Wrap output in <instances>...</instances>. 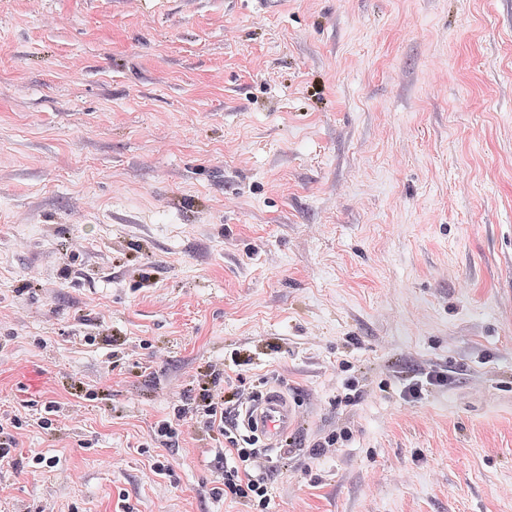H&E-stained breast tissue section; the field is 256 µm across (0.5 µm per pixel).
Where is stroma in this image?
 Wrapping results in <instances>:
<instances>
[{
  "mask_svg": "<svg viewBox=\"0 0 512 512\" xmlns=\"http://www.w3.org/2000/svg\"><path fill=\"white\" fill-rule=\"evenodd\" d=\"M209 362L300 404L271 512H512V0H0V512H249L150 440ZM406 381L400 391L402 399L405 402H417L422 398L423 391L428 388L445 387L448 383V376L444 370L429 366ZM7 426L1 423L0 425V459H9L13 458L11 455L12 451H15L16 448H21L23 440V433L20 432L23 430V421L21 417L14 414L7 418ZM9 425V426H8ZM3 435V436H2ZM2 438V439H1ZM352 437L351 428L345 426L341 428H337L336 430H332L323 438L316 441L313 445V450L316 455H324L327 452L335 450L336 445L339 443L347 442Z\"/></svg>",
  "mask_w": 512,
  "mask_h": 512,
  "instance_id": "1",
  "label": "stroma"
}]
</instances>
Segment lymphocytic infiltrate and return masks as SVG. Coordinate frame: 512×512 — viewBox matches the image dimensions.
<instances>
[{
  "label": "lymphocytic infiltrate",
  "mask_w": 512,
  "mask_h": 512,
  "mask_svg": "<svg viewBox=\"0 0 512 512\" xmlns=\"http://www.w3.org/2000/svg\"><path fill=\"white\" fill-rule=\"evenodd\" d=\"M200 393L192 408H179L175 417L158 422L152 442L169 448L183 435L186 419H195L206 430L223 435L227 447L224 466L217 469L212 493L218 497L246 502L251 512H269L272 499L271 475L254 447L255 440L240 436L227 420L225 402L243 404L250 396L244 385L225 380L224 368L208 365L198 381Z\"/></svg>",
  "instance_id": "1"
}]
</instances>
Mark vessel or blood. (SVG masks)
I'll use <instances>...</instances> for the list:
<instances>
[{"label":"vessel or blood","instance_id":"vessel-or-blood-1","mask_svg":"<svg viewBox=\"0 0 512 512\" xmlns=\"http://www.w3.org/2000/svg\"><path fill=\"white\" fill-rule=\"evenodd\" d=\"M298 418L299 409L294 401L279 390L268 389L244 405L242 425L251 435L275 448L294 428Z\"/></svg>","mask_w":512,"mask_h":512}]
</instances>
